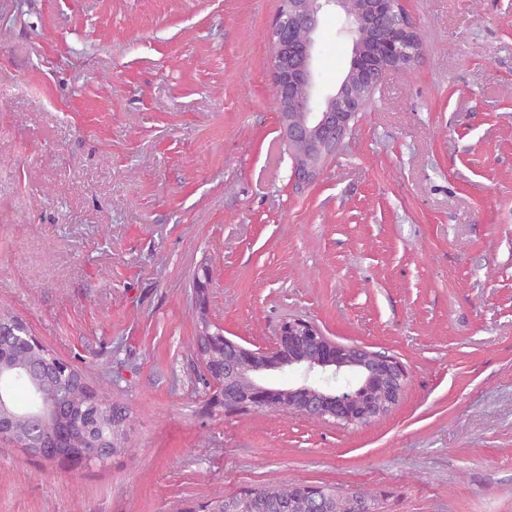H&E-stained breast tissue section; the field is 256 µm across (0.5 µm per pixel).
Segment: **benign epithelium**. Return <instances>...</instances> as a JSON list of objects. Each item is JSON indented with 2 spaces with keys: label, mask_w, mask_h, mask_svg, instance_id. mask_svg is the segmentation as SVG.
<instances>
[{
  "label": "benign epithelium",
  "mask_w": 512,
  "mask_h": 512,
  "mask_svg": "<svg viewBox=\"0 0 512 512\" xmlns=\"http://www.w3.org/2000/svg\"><path fill=\"white\" fill-rule=\"evenodd\" d=\"M288 5V21L276 13L271 23V75L278 112L288 144L301 145L312 154L334 152L350 130L357 114L368 105L374 91L391 71H407L422 56L413 37L416 26L399 6V0H362L363 10L351 12L350 0H281ZM336 11L348 17L345 32L358 45L355 73L357 91L325 90L319 82V28L322 15ZM301 91L305 105L300 121L288 118V109ZM297 336L314 339L311 358L293 359L291 372L298 379L271 384L267 378L282 372L281 358L305 344ZM235 353L249 356L248 372L229 380L223 371L214 377L224 398L245 396L255 403H272L285 394L297 395L300 410L314 416H330L346 423L367 425L386 414L398 401L405 386L404 369L392 358L360 347H342L329 341L310 321L293 319L283 324L275 346L256 352L233 345ZM334 379L339 387L324 392V382ZM109 459L105 446H94L68 455L77 465L87 460Z\"/></svg>",
  "instance_id": "1"
}]
</instances>
